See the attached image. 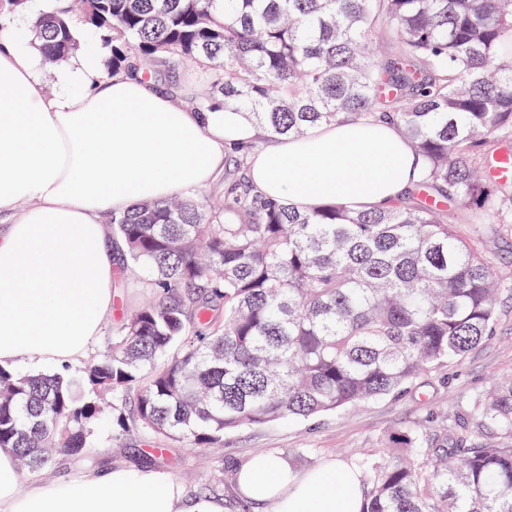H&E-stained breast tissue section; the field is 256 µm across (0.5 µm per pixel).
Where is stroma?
Masks as SVG:
<instances>
[{
	"mask_svg": "<svg viewBox=\"0 0 512 512\" xmlns=\"http://www.w3.org/2000/svg\"><path fill=\"white\" fill-rule=\"evenodd\" d=\"M147 274L126 275L113 289L114 310L91 343L89 358L109 351L112 337L126 316L151 296ZM499 319L491 336L462 361L420 377L406 392L362 403L339 415L305 421L282 419L225 434L220 457L167 439L157 443L145 434L126 433L102 424L95 435L93 457L64 461L59 468L22 474L20 487L45 481H70L86 472H103L114 464L153 466L166 470L192 496L223 499L224 512H269L268 505H248L238 499L233 471L249 456L273 452L297 469L320 466L331 459L357 462L382 453L391 432L414 425L426 429L425 442L437 444L445 426L460 425L464 409L497 381L512 379V282L499 297Z\"/></svg>",
	"mask_w": 512,
	"mask_h": 512,
	"instance_id": "stroma-1",
	"label": "stroma"
}]
</instances>
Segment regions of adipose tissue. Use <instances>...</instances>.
<instances>
[{
  "label": "adipose tissue",
  "mask_w": 512,
  "mask_h": 512,
  "mask_svg": "<svg viewBox=\"0 0 512 512\" xmlns=\"http://www.w3.org/2000/svg\"><path fill=\"white\" fill-rule=\"evenodd\" d=\"M50 0L0 14V365L29 360L61 369L82 361L112 314L120 269L105 223L137 200L213 181L232 147H249V176L264 194L309 210L326 202L382 209L417 178L420 161L390 125L314 127L251 150L260 128L231 109L198 112L156 82L103 74L101 49L52 66L47 93L23 29ZM12 449L0 448V512H224L187 497L165 470L117 466L19 493ZM239 496L273 512H361L353 463L300 471L277 454L235 473Z\"/></svg>",
  "instance_id": "ef3b65f1"
}]
</instances>
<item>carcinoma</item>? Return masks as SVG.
<instances>
[{
    "mask_svg": "<svg viewBox=\"0 0 512 512\" xmlns=\"http://www.w3.org/2000/svg\"><path fill=\"white\" fill-rule=\"evenodd\" d=\"M58 2L33 25L48 63L78 49V16L114 73L174 77L194 61L209 86L199 110L246 111L272 138L390 123L421 174L385 209L300 212L258 192L239 151L222 204L176 194L112 216L153 297L81 369L0 365V448L22 470L90 457L109 417L220 448L242 427L398 394L493 334L501 278L459 228L512 230V0ZM381 26L395 43L374 60ZM465 417L446 448L416 425L361 460L363 512H512V382ZM470 424L497 440L462 447Z\"/></svg>",
    "mask_w": 512,
    "mask_h": 512,
    "instance_id": "carcinoma-1",
    "label": "carcinoma"
}]
</instances>
